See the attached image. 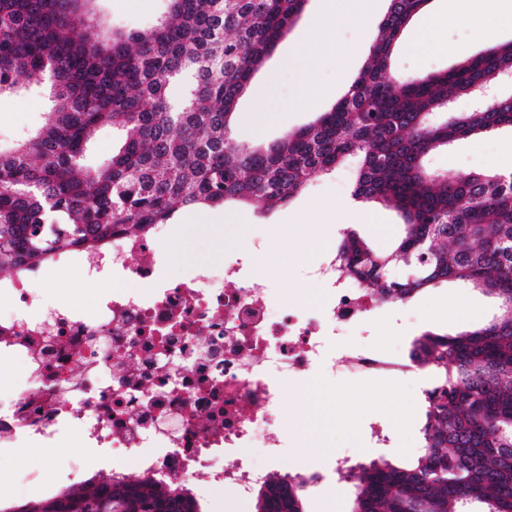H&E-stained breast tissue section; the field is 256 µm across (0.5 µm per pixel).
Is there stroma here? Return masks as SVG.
<instances>
[{
	"label": "stroma",
	"mask_w": 512,
	"mask_h": 512,
	"mask_svg": "<svg viewBox=\"0 0 512 512\" xmlns=\"http://www.w3.org/2000/svg\"><path fill=\"white\" fill-rule=\"evenodd\" d=\"M323 0H307L296 25L277 45L256 73L240 101L234 134L245 143L268 144L286 130L311 123L319 113L329 111L345 90L334 61L315 62L317 80L326 96L315 105L301 100L302 71L285 68L283 59L308 31ZM162 7L161 0H96L88 14L89 23L109 21L112 26L131 30L148 27ZM437 38L448 45L445 53L395 52L392 73L399 78L444 70L459 58L488 49L468 25L441 30ZM46 104L39 98L0 97V146L8 147L41 120ZM512 153V131L459 140L432 153L428 166L436 172L467 174L489 168ZM358 158H349L331 174L311 181L295 198L282 206L267 208L257 203H229L200 209L177 208L168 225L164 248L170 256V276L187 274L201 264L223 266L225 257L238 248L242 231L265 240L267 249L259 258L266 279L281 302L302 295L305 284L299 276L304 262L317 259L330 244L340 242L347 231H355L370 247L388 250L400 232L401 219L395 211L376 206L377 221L361 223L349 216L346 203L351 197ZM337 221L326 224V213ZM50 283L45 298L76 305L85 315L97 309L100 291L82 285L72 271L57 270L46 275ZM456 296L465 308L460 319L440 318L439 302ZM408 313L385 306L372 318L366 333L336 345L337 355L358 345L395 351L404 337L424 331L455 334L481 325L493 312L491 299L471 288L445 285L417 294L408 303ZM339 396L341 409H333L331 398ZM424 416L417 383L397 384L375 378L335 379L314 373L283 400V419L276 433L285 446L280 454L278 474L310 478L304 500L306 512H343L342 482L336 472L338 456H350L352 464L390 460L403 464L416 457ZM389 437L390 447H375L372 433ZM106 456L92 457L78 429L66 431L52 449L0 447V506L11 507L29 500L50 497L101 478ZM184 484L197 500L201 512H254L253 499H242L232 488L214 490L188 478Z\"/></svg>",
	"instance_id": "35a3bbf8"
}]
</instances>
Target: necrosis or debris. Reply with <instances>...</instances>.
<instances>
[{"label": "necrosis or debris", "mask_w": 512, "mask_h": 512, "mask_svg": "<svg viewBox=\"0 0 512 512\" xmlns=\"http://www.w3.org/2000/svg\"><path fill=\"white\" fill-rule=\"evenodd\" d=\"M164 231L159 224L101 250L53 257L85 285L112 280L91 316L45 302L34 287L40 266L0 283V357L24 365L23 386L0 398V443L48 449L75 425L93 447L143 470L202 474L212 489L246 496L272 475L254 466L251 451L278 459L282 442L270 429L299 378L325 369L395 382L413 371L378 349L345 361L329 354L332 336L362 326L380 305L339 276L335 246L304 267L310 296L279 307L269 283L248 271L259 243L223 269L170 280L162 275Z\"/></svg>", "instance_id": "4bbe7bcc"}]
</instances>
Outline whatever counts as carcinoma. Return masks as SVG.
I'll return each instance as SVG.
<instances>
[{
    "label": "carcinoma",
    "instance_id": "1",
    "mask_svg": "<svg viewBox=\"0 0 512 512\" xmlns=\"http://www.w3.org/2000/svg\"><path fill=\"white\" fill-rule=\"evenodd\" d=\"M87 0H0V96L41 93L42 122L0 151V271L121 230L168 224L175 209L229 202L289 203L346 158L361 166L353 198L395 209L402 233L385 252L352 232L336 269L385 302L458 283L496 310L456 335L424 332L408 359L427 368L421 449L405 467L375 461L344 476L351 512H512V174L458 176L425 165L454 141L512 129V94L450 111L512 72V42L450 69L397 80L393 49L430 0H388L368 60L348 91L312 123L265 146L239 142L233 124L254 72L306 0H165L146 29L89 25ZM183 91L171 95L172 85ZM120 136L90 165L98 131ZM307 482L262 484L255 512H304ZM199 512L178 482L114 475L0 512Z\"/></svg>",
    "mask_w": 512,
    "mask_h": 512
}]
</instances>
